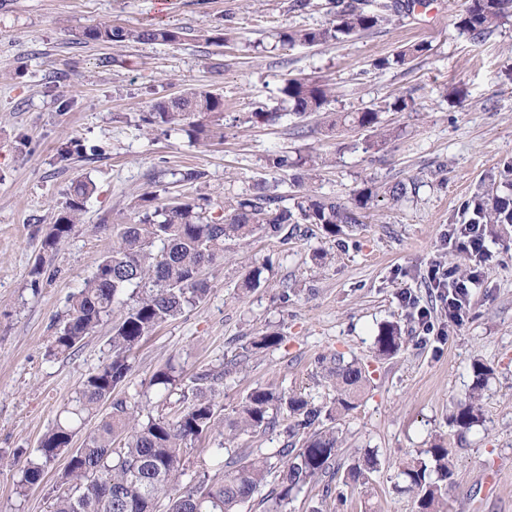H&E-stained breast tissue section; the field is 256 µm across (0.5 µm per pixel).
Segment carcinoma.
Returning <instances> with one entry per match:
<instances>
[{"label":"carcinoma","instance_id":"carcinoma-1","mask_svg":"<svg viewBox=\"0 0 512 512\" xmlns=\"http://www.w3.org/2000/svg\"><path fill=\"white\" fill-rule=\"evenodd\" d=\"M332 19L324 25L288 28L280 35L284 44L308 46L343 42L364 32L379 29L395 21L401 13H412L428 6V0H329ZM512 10V0H466L456 17V28L474 39L487 37L500 18ZM83 36L99 43L120 46L135 41L174 43L178 32L166 27L136 28L99 23L84 30ZM429 51L421 42L399 52L393 59L377 64H402L408 57ZM293 114L303 117L320 112L333 97L328 84L287 80L282 89ZM416 112L418 103L409 95L395 98L384 107H365L348 115L351 125L370 133L365 149L376 139L400 136L399 129L386 124L382 113ZM224 112V101L211 92H186L153 105L143 118L149 125L174 129L188 125L197 128L202 121ZM505 178L491 183L481 193L461 204L463 223L512 224V164H504ZM285 205L278 192V181L261 180L254 191L224 200L222 215H209V200L175 196L157 201L151 191L139 195L137 218L112 219V244L103 251L96 271L70 299L69 309L60 321L52 343V353L69 355L95 327L103 323L117 306L122 307L119 321L112 326L106 359L79 389L67 417L57 422L41 438L36 453L26 458L17 482L18 494L41 481L46 466L63 451L70 452L62 474L64 488L55 495L51 512H157L159 500H167L165 512H239L261 485L273 479L274 488L267 497L268 512H283L290 500L315 479L330 473L341 440L335 422L359 407L366 386V370L357 360L338 357L327 369L326 378L336 387L333 406H316L291 392L277 393L258 387L247 394L235 415L222 417L214 404L212 382L224 377V370H202L182 375L169 364L153 373L150 384L179 393L182 404L172 415L142 414V406L116 393L130 372L129 354L162 324L177 318L188 307L202 302L210 292L203 271L224 258V242L245 240L256 234L283 242L293 234L290 224H315L329 237L336 236L343 224L360 223L357 209H366L373 198L369 182L354 190L351 202L338 197H322L302 189ZM92 192L89 184L78 180L70 186L65 206L43 240L48 253L56 252L81 223L85 202ZM136 294L134 303L121 298L125 290ZM283 336L267 330L250 343L253 350L280 345ZM403 344L400 328L383 324L375 336L380 356L397 354ZM474 376L468 398L459 402L450 423L468 430L478 423V400L489 368L480 360L472 363ZM110 407L99 425L87 432L77 448H71L76 436L74 423L92 417L99 409ZM286 407L291 423L289 435L301 436L300 448L282 452L280 466L266 458L231 453L224 459V471L218 481L204 479L184 487V452L188 444L211 433L218 434L216 454L224 441H233L243 433L272 430L278 424V408ZM377 468V457L367 451L351 464L335 487H326L325 496L339 504L346 502L352 485L366 484ZM400 476L404 489L413 494L416 512H447L448 488L454 483V471L448 449L442 444L410 458Z\"/></svg>","mask_w":512,"mask_h":512}]
</instances>
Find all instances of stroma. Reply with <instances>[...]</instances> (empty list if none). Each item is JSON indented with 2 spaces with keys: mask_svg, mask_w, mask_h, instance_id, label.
I'll return each mask as SVG.
<instances>
[{
  "mask_svg": "<svg viewBox=\"0 0 512 512\" xmlns=\"http://www.w3.org/2000/svg\"><path fill=\"white\" fill-rule=\"evenodd\" d=\"M464 2L431 0L424 13L342 43L287 47L278 31L326 24L328 0H312L302 15L289 12L290 0H0V512H50L58 491L67 454L21 496L12 453L35 452L107 350L108 322L70 355L49 353L71 296L112 240L102 220L133 217L147 190L163 199L209 197L216 215L224 198L272 177L285 194L299 177L316 195L344 199L368 181L376 197L362 223L333 238L302 224L285 244L262 236L226 242L223 261L208 271L207 298L133 350L120 394L151 415L165 414L174 402L150 386L156 370L171 362L191 374L238 356L237 371L214 386L220 413L233 414L258 386L329 405L336 392L324 367L337 355L355 358L368 382L359 407L337 423L343 444L336 465L346 474L372 449L379 469L368 485L349 491L343 508L325 500L317 483L284 512H413L399 469L438 444L448 448L455 473L448 512H512V227L487 232L491 259L461 324L449 321L427 278L435 267L470 276L474 263L452 252L448 227L461 204L512 161V15L477 43L454 25ZM103 21L159 24L180 38L125 46L82 39L85 28ZM222 30L227 44L209 43ZM420 42L429 46L425 55L378 68ZM291 78L333 84L327 110L249 121L254 105L279 106ZM190 89L221 95L222 118L204 120L197 136L144 123L154 103ZM409 92L420 111L382 115L400 136L363 149L367 133L346 115ZM70 140L79 148L61 159L58 150ZM279 155L291 167L267 168ZM307 155L323 157L324 165H297ZM192 170L201 179L177 181ZM412 179L416 195L389 197L388 184ZM77 180L93 186L83 222L56 253H45L42 241ZM318 251L327 252L325 262L314 260ZM266 260L273 265L268 280L238 293L242 278ZM387 321L399 324L405 345L383 358L374 337ZM269 329L283 343L248 351ZM476 359L492 373L482 418L465 432L448 417L472 387ZM278 419L277 428L243 434L230 450L278 463L291 443L287 414ZM212 446L206 438L187 448L184 486L221 477Z\"/></svg>",
  "mask_w": 512,
  "mask_h": 512,
  "instance_id": "obj_1",
  "label": "stroma"
}]
</instances>
